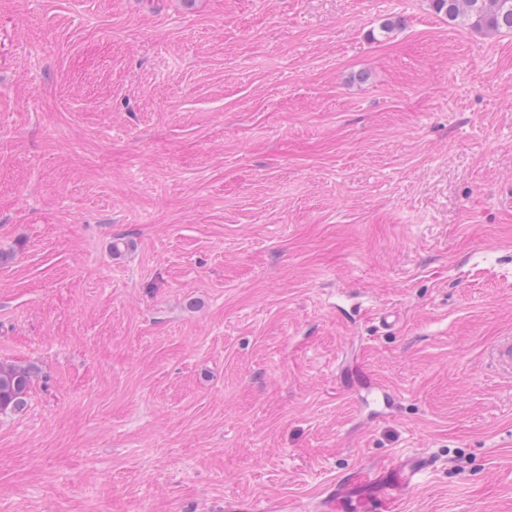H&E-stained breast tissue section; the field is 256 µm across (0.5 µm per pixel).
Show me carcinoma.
Returning a JSON list of instances; mask_svg holds the SVG:
<instances>
[{"instance_id":"cac0c4a2","label":"carcinoma","mask_w":512,"mask_h":512,"mask_svg":"<svg viewBox=\"0 0 512 512\" xmlns=\"http://www.w3.org/2000/svg\"><path fill=\"white\" fill-rule=\"evenodd\" d=\"M437 14L465 29L512 31V0H430ZM35 371L30 366L0 363V413L22 409Z\"/></svg>"}]
</instances>
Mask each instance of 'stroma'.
<instances>
[{"mask_svg": "<svg viewBox=\"0 0 512 512\" xmlns=\"http://www.w3.org/2000/svg\"><path fill=\"white\" fill-rule=\"evenodd\" d=\"M0 250V512H512V32L0 0ZM35 371L31 366L0 363V413L22 409L28 398ZM429 467V458L425 456H408L393 465H389L386 469H363L351 472L342 477L337 488L334 487L326 493L322 499L321 508L325 512L336 511V509L341 507L342 501L351 489L362 487L366 488L363 491L364 502H370L372 496L368 492L370 489L366 483L370 481L371 475L389 473L390 471L396 473V483L384 484L380 491L385 496L386 501L396 500L406 489L421 485Z\"/></svg>", "mask_w": 512, "mask_h": 512, "instance_id": "stroma-1", "label": "stroma"}]
</instances>
